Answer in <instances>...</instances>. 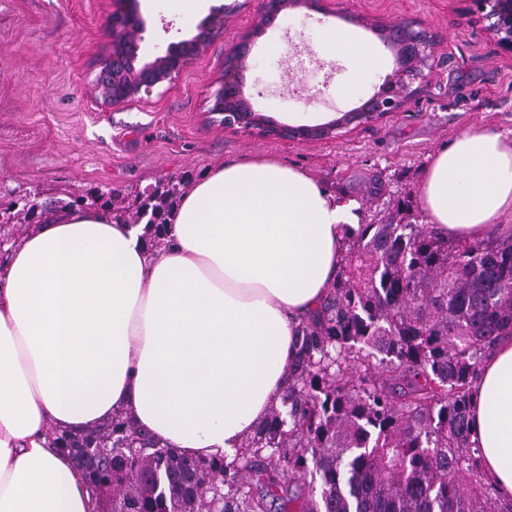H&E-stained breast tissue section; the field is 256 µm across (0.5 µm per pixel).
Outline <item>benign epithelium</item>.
Returning <instances> with one entry per match:
<instances>
[{
    "instance_id": "obj_1",
    "label": "benign epithelium",
    "mask_w": 512,
    "mask_h": 512,
    "mask_svg": "<svg viewBox=\"0 0 512 512\" xmlns=\"http://www.w3.org/2000/svg\"><path fill=\"white\" fill-rule=\"evenodd\" d=\"M325 0H263L261 21L256 30L273 24L288 8L299 5L323 11ZM481 19L499 46L512 53V0H479ZM223 6L212 8L209 15L197 25V33L189 38L170 43L164 52L146 58L140 55V43L145 30L139 14L138 0H112V17L130 20L136 25L134 37L119 39L112 31V61L103 71L94 89L95 100L102 106H119L149 93L154 87L170 82L189 60L199 55L201 48L214 36L224 31ZM379 33L383 43L395 59V69L384 88L364 103L328 123L317 126L290 127L275 123L268 116L253 109L243 92V73L247 65L253 35L245 36L227 55L224 78L216 94L219 112L224 114V129L257 133L288 142H303L336 138L339 132L365 128L399 111L405 102L417 94L432 68L434 38L425 29H403L382 25Z\"/></svg>"
}]
</instances>
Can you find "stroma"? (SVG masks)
<instances>
[{"label":"stroma","mask_w":512,"mask_h":512,"mask_svg":"<svg viewBox=\"0 0 512 512\" xmlns=\"http://www.w3.org/2000/svg\"><path fill=\"white\" fill-rule=\"evenodd\" d=\"M327 13L300 8L258 39L244 93L281 124L314 126L362 105L394 56L374 32L378 23L416 21L436 38V60L422 90L398 112L343 136L285 142L225 130L211 107L224 58L257 24L261 0H228L224 33L202 48L172 82L117 108L98 107L92 88L112 53L111 0H0V203L40 189L79 194L94 186L133 200L168 181L193 185L209 169L272 156L304 169L332 194L351 200L359 222L374 211L371 179L384 199L408 201L422 215L420 187L432 154L468 130L512 138V53L478 23L471 0H328ZM144 55L192 37L206 11L184 0H141ZM330 26L374 46L379 65L357 80L355 57L320 42ZM287 43L288 54L272 44ZM312 57L298 70L293 52ZM355 84L353 97L340 89Z\"/></svg>","instance_id":"stroma-1"}]
</instances>
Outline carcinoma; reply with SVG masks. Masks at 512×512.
Segmentation results:
<instances>
[{
  "mask_svg": "<svg viewBox=\"0 0 512 512\" xmlns=\"http://www.w3.org/2000/svg\"><path fill=\"white\" fill-rule=\"evenodd\" d=\"M35 196L40 191L31 193ZM20 194L5 211L23 223L77 208L145 224L147 248L165 244L182 195L168 182L139 193L131 209L90 188L44 198L34 215ZM512 334V232L450 239L402 215L373 218L348 239L321 311L301 327L281 405L230 461L185 457L118 413L81 432H53L75 458L104 445L82 476L92 512L112 485V512H207L209 483L224 482V512H512L471 441L470 387L499 336ZM190 474L179 504L170 477Z\"/></svg>",
  "mask_w": 512,
  "mask_h": 512,
  "instance_id": "carcinoma-1",
  "label": "carcinoma"
}]
</instances>
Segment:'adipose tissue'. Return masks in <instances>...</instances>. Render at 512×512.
I'll use <instances>...</instances> for the list:
<instances>
[{
    "label": "adipose tissue",
    "instance_id": "obj_1",
    "mask_svg": "<svg viewBox=\"0 0 512 512\" xmlns=\"http://www.w3.org/2000/svg\"><path fill=\"white\" fill-rule=\"evenodd\" d=\"M324 48L379 64L352 30ZM427 221L459 239L512 212V138L467 131L436 152ZM350 201L273 157L210 169L181 199L164 252L144 227L73 210L24 232L0 265V512H88L90 492L50 431L123 413L179 453L233 458L293 370L302 323L340 269ZM472 438L512 497V335L472 385Z\"/></svg>",
    "mask_w": 512,
    "mask_h": 512
}]
</instances>
